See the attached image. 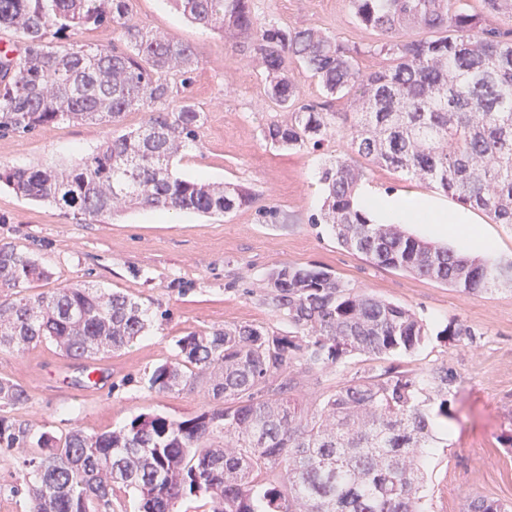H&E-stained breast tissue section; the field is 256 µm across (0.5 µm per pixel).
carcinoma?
Instances as JSON below:
<instances>
[{"mask_svg":"<svg viewBox=\"0 0 512 512\" xmlns=\"http://www.w3.org/2000/svg\"><path fill=\"white\" fill-rule=\"evenodd\" d=\"M194 23L218 28L265 75L268 96L291 109L288 123L263 130L274 145L301 148L338 134L347 151L323 169L326 196L313 224L332 225L338 242L371 263L445 284L466 295L512 286V263L433 246L391 224H374L354 204L366 176L358 159L427 182L496 224H512V0H350L360 25L385 37L382 71L362 74L332 33L262 23L251 0H173ZM131 0H0V28L25 40L23 55H0V135L29 134L61 121L117 127L132 110L148 112L138 129L115 135L67 169L13 167L0 183L32 200L90 217L118 208L229 213L252 202L235 185L177 176L173 160L199 140L202 113L170 106L168 76L192 70L193 47L132 22ZM60 30L112 26L114 45L51 46ZM301 63L330 95L359 108L343 113L299 98L288 64ZM49 271L29 254L0 246V349L21 351L49 340L81 362L92 384L95 363L145 332L147 310L96 288L26 295ZM268 300L288 316L283 335L254 325L191 332L178 353L155 367L150 388L172 392L204 378L224 407L183 421L133 418L119 431L80 429L57 439L0 415V446L40 448L28 460L29 512H112L116 488L138 493L139 512H179L189 496L211 512H426L423 495L433 418L448 417V369L409 374L365 369L316 406L290 397L301 373L347 354L411 353L426 335L408 309L356 293L325 270L283 266L268 276ZM26 390L0 379V405ZM437 407L430 417L429 407ZM466 512H512L473 498Z\"/></svg>","mask_w":512,"mask_h":512,"instance_id":"obj_1","label":"carcinoma"}]
</instances>
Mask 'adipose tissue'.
Segmentation results:
<instances>
[{
    "label": "adipose tissue",
    "instance_id": "ef3b65f1",
    "mask_svg": "<svg viewBox=\"0 0 512 512\" xmlns=\"http://www.w3.org/2000/svg\"><path fill=\"white\" fill-rule=\"evenodd\" d=\"M359 209L383 224H424L436 235H447L449 227H456L460 238L469 248L492 253V242L473 227L471 218L462 210H449L436 199L420 195L386 194L371 187H363L356 199Z\"/></svg>",
    "mask_w": 512,
    "mask_h": 512
}]
</instances>
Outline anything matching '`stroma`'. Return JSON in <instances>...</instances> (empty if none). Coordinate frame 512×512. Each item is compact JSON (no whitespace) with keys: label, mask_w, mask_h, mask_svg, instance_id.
Here are the masks:
<instances>
[{"label":"stroma","mask_w":512,"mask_h":512,"mask_svg":"<svg viewBox=\"0 0 512 512\" xmlns=\"http://www.w3.org/2000/svg\"><path fill=\"white\" fill-rule=\"evenodd\" d=\"M260 21L288 28L317 27L336 34L362 73L383 69L378 37L368 35L349 0H251ZM132 20L176 42L190 44L198 64L189 79L170 77L172 105L190 100L204 114L198 145L174 163L186 179L242 185L255 203L228 214L120 209L93 219L48 202H32L0 185V245L38 259L51 273L34 293L78 285L121 292L150 315L144 336L99 363L96 386L79 383L76 363L53 343L25 351L0 350V377L22 385L28 399L0 414L35 431L63 437L72 429L117 431L139 415L174 421L219 408L207 384L169 393L152 390L148 373L176 353V340L227 324H253L287 333L288 318L266 300V276L284 265L324 268L358 292L411 309L428 335L412 354L371 358L350 354L316 373H303L294 396L313 405L368 368L389 365L410 373L448 370V417L433 427L425 471L428 512H465L469 498L512 505V288L495 286L465 295L418 276L385 269L342 247L330 225L312 223L325 198L320 175L344 144L288 149L267 143L263 129L288 119L267 96L266 83L248 53L224 40L221 30L188 21L170 0H132ZM300 97L347 112L349 99L330 96L300 63L289 67ZM110 126L60 122L26 136H0V167L71 166L110 138ZM365 184L384 193L442 198L431 185L371 166ZM272 218H261L260 209ZM461 323L466 336L444 330ZM0 447V512H28L27 467L36 456Z\"/></svg>","instance_id":"obj_1"}]
</instances>
